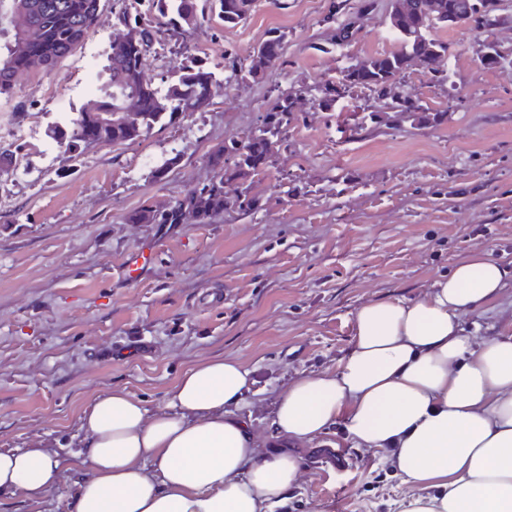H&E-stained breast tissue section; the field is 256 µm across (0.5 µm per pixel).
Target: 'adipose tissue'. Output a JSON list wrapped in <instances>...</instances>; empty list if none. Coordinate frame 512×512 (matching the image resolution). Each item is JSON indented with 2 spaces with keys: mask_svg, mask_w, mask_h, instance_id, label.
I'll return each instance as SVG.
<instances>
[{
  "mask_svg": "<svg viewBox=\"0 0 512 512\" xmlns=\"http://www.w3.org/2000/svg\"><path fill=\"white\" fill-rule=\"evenodd\" d=\"M511 275L478 250L422 297L361 306L339 368L288 385L275 428L309 441L340 423L355 444L390 450L420 489L398 512H512V336L478 343L461 326ZM251 385L219 357L178 377L167 413L112 389L83 410L81 450H0V501L40 504L75 473L71 512H270L301 465L263 452L235 416Z\"/></svg>",
  "mask_w": 512,
  "mask_h": 512,
  "instance_id": "obj_1",
  "label": "adipose tissue"
}]
</instances>
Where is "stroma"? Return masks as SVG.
Listing matches in <instances>:
<instances>
[{
	"label": "stroma",
	"mask_w": 512,
	"mask_h": 512,
	"mask_svg": "<svg viewBox=\"0 0 512 512\" xmlns=\"http://www.w3.org/2000/svg\"><path fill=\"white\" fill-rule=\"evenodd\" d=\"M330 0H254L246 21L219 18L164 38L145 74L170 80L189 58L224 78L226 57L248 64L269 30L287 35L283 64L235 82L200 112L179 116L133 142L81 156L46 135L60 113L93 96L112 35L154 17L147 0H102L96 24L50 71L19 74L0 97V449L39 441L75 450L83 409L112 388L166 409L178 376L227 357L252 373L238 414L266 451L299 458L301 477L274 512H396L417 494L388 452L354 444L342 426L295 443L276 433L277 399L295 377L336 370L352 345L355 315L373 300L423 296L441 275L482 250L512 267V66L488 67L484 44L512 56V0L500 23L435 30L448 45L445 83L420 65L402 93L441 113L436 124L353 126L384 103L367 89L317 108L322 85L351 64L396 51L390 0L370 14L330 15ZM356 22L333 45L339 23ZM329 52H322V45ZM280 94L303 98L254 194L250 215L208 224H131L141 206L172 204L212 176L208 154L246 136ZM173 164L162 178L153 171ZM151 250L137 278L124 272ZM479 341L512 336V280L499 304L462 317ZM345 451L336 470L320 458Z\"/></svg>",
	"instance_id": "1"
}]
</instances>
